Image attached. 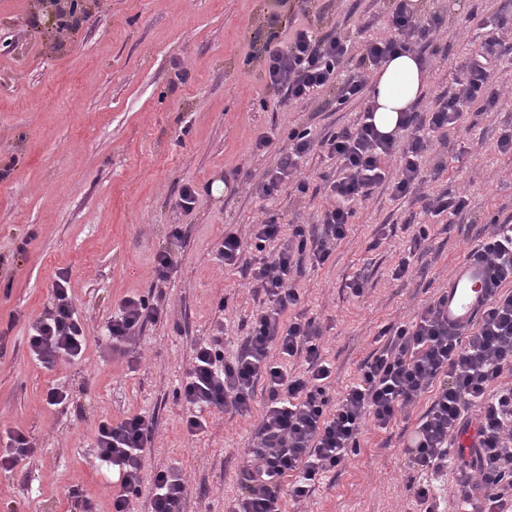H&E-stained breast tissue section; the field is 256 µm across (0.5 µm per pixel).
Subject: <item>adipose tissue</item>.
<instances>
[{"label": "adipose tissue", "mask_w": 512, "mask_h": 512, "mask_svg": "<svg viewBox=\"0 0 512 512\" xmlns=\"http://www.w3.org/2000/svg\"><path fill=\"white\" fill-rule=\"evenodd\" d=\"M426 70L412 52L391 58L371 80L375 108L373 122L385 135H395L404 113L412 111L422 97Z\"/></svg>", "instance_id": "1"}]
</instances>
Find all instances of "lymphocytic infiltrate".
Masks as SVG:
<instances>
[{
    "label": "lymphocytic infiltrate",
    "mask_w": 512,
    "mask_h": 512,
    "mask_svg": "<svg viewBox=\"0 0 512 512\" xmlns=\"http://www.w3.org/2000/svg\"><path fill=\"white\" fill-rule=\"evenodd\" d=\"M390 32L362 44L351 58L344 33L316 35L310 24L295 23L281 47L263 50L266 86L292 104L332 92L337 105L360 99L373 72L396 52L415 50L434 41L443 24L438 12L418 13L414 0H392ZM512 23L499 22L466 60L455 92L436 98L427 117L407 115L397 136L379 134L364 106L355 126L314 139L310 128L293 129L275 164L260 178L263 195L281 187L303 194L308 189L304 159L322 151L336 161L328 204L314 232L304 225L284 231L275 216L251 225L249 235L225 231L216 248L225 266L245 269L247 284L262 304L253 316L242 346L224 357V338L192 349V361L174 395L184 410L189 437L203 435L212 414L246 416L257 392H264L258 430L240 482L243 493L235 512H279L281 498L302 503L326 473L343 466L357 451L366 426L384 430L422 398L430 404L419 419L406 451L427 476L414 488L422 512H439L440 497L432 480L454 470L459 507L477 501L479 512H512V221L491 222L471 254L491 268L494 294L475 323L448 324V296L439 294L410 321L382 336L357 378L342 392L332 387L333 367L323 354V332L312 321L294 316L301 301L297 279L304 266L324 265L347 238L358 204L372 191L389 185L394 197L418 194L429 215L467 211L469 199L451 189H426L421 161L433 151L435 136L462 130L466 104L495 106L500 95L490 82L499 69V47ZM177 266L171 250L156 253L152 291L124 297L105 327L110 354H125L145 322L163 312V290ZM88 336L73 301L68 272H58L51 303L30 323L31 356L50 369L62 361L80 360ZM301 367H293V360ZM475 430L474 459L456 464L463 451L461 435ZM155 423L142 414L99 423L91 439L95 465L116 472L112 512H134V501L148 495L151 512H181L187 491L180 469H162L144 480L145 451L155 438Z\"/></svg>",
    "instance_id": "lymphocytic-infiltrate-1"
}]
</instances>
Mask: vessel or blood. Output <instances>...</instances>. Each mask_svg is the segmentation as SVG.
I'll return each mask as SVG.
<instances>
[{"label":"vessel or blood","instance_id":"vessel-or-blood-1","mask_svg":"<svg viewBox=\"0 0 512 512\" xmlns=\"http://www.w3.org/2000/svg\"><path fill=\"white\" fill-rule=\"evenodd\" d=\"M491 271L480 259L459 262L448 277V324L467 325L491 299Z\"/></svg>","mask_w":512,"mask_h":512}]
</instances>
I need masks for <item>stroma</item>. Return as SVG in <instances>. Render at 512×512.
<instances>
[{
  "label": "stroma",
  "instance_id": "35a3bbf8",
  "mask_svg": "<svg viewBox=\"0 0 512 512\" xmlns=\"http://www.w3.org/2000/svg\"><path fill=\"white\" fill-rule=\"evenodd\" d=\"M478 4L470 20L467 0H436L447 26L432 45L422 105L453 89L486 25L512 17V0ZM84 5L78 28L58 35L39 0H0V438L16 427L37 448L13 472L0 471V512H69L75 485L109 512L110 479L90 466L87 441L101 420L138 413L156 422L144 476L177 467L187 483L181 512H230L262 406L214 416L192 441L173 398L192 347L220 330L225 356H235L259 305L243 272L218 260L216 244L225 228L246 229L266 212L285 225L312 221L326 204L333 159L317 152L304 160L310 187L301 198L284 187L260 195L258 179L292 128L309 124L320 139L352 125L360 106L336 108L325 92L309 105L260 107L268 95L261 51L271 39L285 44L291 0ZM390 8L389 0H314L309 19L322 34L359 20L377 35ZM463 122L469 135L436 150L449 160L441 182L469 199L466 215L431 218L414 197L377 187L332 257L299 281L296 312L323 329L336 390L355 381L383 328L409 320L447 286L485 225L512 216V153L495 147L512 128V93L487 111L472 106ZM262 135L270 145L254 150ZM188 184L199 196L186 212L176 201ZM173 224L187 230L164 312L145 323L129 358H107L103 327L121 298L150 292L153 257L168 247ZM419 224L429 227L425 277L393 280ZM61 270L90 339L82 360L47 370L29 353L27 327L49 306ZM360 272L367 288L357 297L348 283ZM55 384L69 398L51 407L45 397ZM428 406L421 398L388 430H365L341 471L305 504L282 499L281 512H419L405 446Z\"/></svg>",
  "mask_w": 512,
  "mask_h": 512
}]
</instances>
